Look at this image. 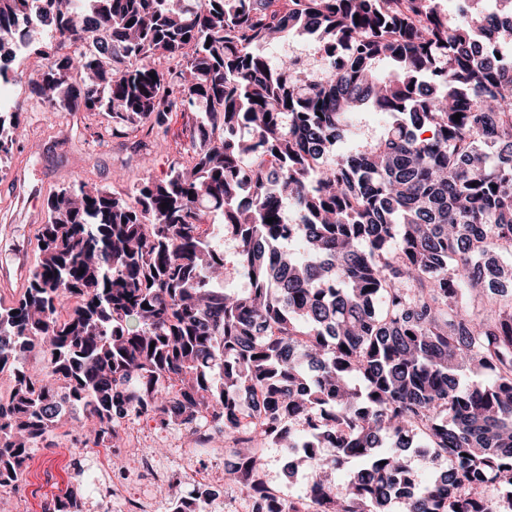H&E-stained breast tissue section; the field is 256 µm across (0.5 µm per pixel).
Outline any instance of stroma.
Masks as SVG:
<instances>
[{"instance_id":"35a3bbf8","label":"stroma","mask_w":512,"mask_h":512,"mask_svg":"<svg viewBox=\"0 0 512 512\" xmlns=\"http://www.w3.org/2000/svg\"><path fill=\"white\" fill-rule=\"evenodd\" d=\"M40 65L37 56L19 54L14 68L21 80L0 94V101L19 105L25 130L11 158L0 162V295L7 298L21 294L27 285L38 252L36 230L45 220L49 194L78 181L124 191L146 175L165 178L170 163L185 153L194 119L190 112L174 114L166 140L146 153L134 151L136 141L145 137L141 131L92 141L82 114L66 116L28 100L25 81L36 76ZM56 442V447L39 450L30 462L24 491L0 497V512H43L45 504L61 494V478L71 471L65 453L70 437L58 431ZM261 455L270 486L287 495L303 493L309 475L288 477L283 448L270 445Z\"/></svg>"}]
</instances>
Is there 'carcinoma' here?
<instances>
[{
    "mask_svg": "<svg viewBox=\"0 0 512 512\" xmlns=\"http://www.w3.org/2000/svg\"><path fill=\"white\" fill-rule=\"evenodd\" d=\"M461 2L0 0V81L24 47L31 95L106 114L92 140L198 111L165 179L47 198L27 287L0 299V494L61 427L83 448L142 418L237 430L249 394L263 414L224 469L248 497L267 492L258 449L319 448L288 454L310 479L269 512H512V0ZM34 23L52 36L33 43ZM291 32L321 65L261 53ZM367 110L392 121L336 153ZM21 136L0 112V160Z\"/></svg>",
    "mask_w": 512,
    "mask_h": 512,
    "instance_id": "obj_1",
    "label": "carcinoma"
}]
</instances>
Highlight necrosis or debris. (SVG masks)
Masks as SVG:
<instances>
[{
    "label": "necrosis or debris",
    "mask_w": 512,
    "mask_h": 512,
    "mask_svg": "<svg viewBox=\"0 0 512 512\" xmlns=\"http://www.w3.org/2000/svg\"><path fill=\"white\" fill-rule=\"evenodd\" d=\"M216 433L200 428L176 452L160 455L154 449L132 445L117 449L119 467L107 477L88 473L90 493L85 512H224V501L211 488L223 487L225 464L231 449L216 445ZM192 490H184L185 482ZM170 487L172 501L159 499L158 486Z\"/></svg>",
    "instance_id": "necrosis-or-debris-1"
}]
</instances>
